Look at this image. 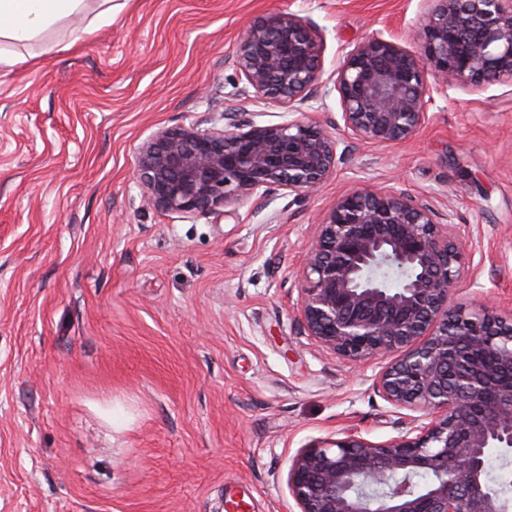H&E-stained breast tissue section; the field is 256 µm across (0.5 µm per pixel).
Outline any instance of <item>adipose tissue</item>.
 <instances>
[{"label":"adipose tissue","instance_id":"adipose-tissue-1","mask_svg":"<svg viewBox=\"0 0 512 512\" xmlns=\"http://www.w3.org/2000/svg\"><path fill=\"white\" fill-rule=\"evenodd\" d=\"M86 0H0V39L29 43L64 18L81 14Z\"/></svg>","mask_w":512,"mask_h":512}]
</instances>
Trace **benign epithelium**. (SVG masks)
Returning <instances> with one entry per match:
<instances>
[{"label": "benign epithelium", "mask_w": 512, "mask_h": 512, "mask_svg": "<svg viewBox=\"0 0 512 512\" xmlns=\"http://www.w3.org/2000/svg\"><path fill=\"white\" fill-rule=\"evenodd\" d=\"M417 50L376 33L322 80L320 28L293 12L252 23L236 55L237 95L301 116L260 122L226 109L220 128L162 129L137 150L142 196L167 212L207 213L240 197L314 193L344 162L347 140L411 138L433 92L512 85V0H424ZM335 94L330 131L303 113L309 92ZM452 216L402 190L351 189L317 224L297 323L353 362L396 351L377 377L410 412L384 442L354 433L297 451L286 485L296 512H512L488 488L486 452L512 448V317L483 303L449 305L465 264Z\"/></svg>", "instance_id": "1"}]
</instances>
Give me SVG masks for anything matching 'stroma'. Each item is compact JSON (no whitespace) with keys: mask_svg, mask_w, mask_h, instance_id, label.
Wrapping results in <instances>:
<instances>
[{"mask_svg":"<svg viewBox=\"0 0 512 512\" xmlns=\"http://www.w3.org/2000/svg\"><path fill=\"white\" fill-rule=\"evenodd\" d=\"M114 2L80 48L83 16L0 48V512H292L299 448L402 431L374 386L389 356L351 363L299 330L316 224L354 186L427 199L482 254L455 298L512 313V86L434 94L415 136L352 142L305 198L164 212L133 181L155 131L288 116L235 95L251 22L310 19L330 72L378 32L415 48L422 2ZM106 8L97 13L86 25L71 30L69 46L88 40L99 28L112 24V0H100Z\"/></svg>","mask_w":512,"mask_h":512,"instance_id":"stroma-1","label":"stroma"}]
</instances>
